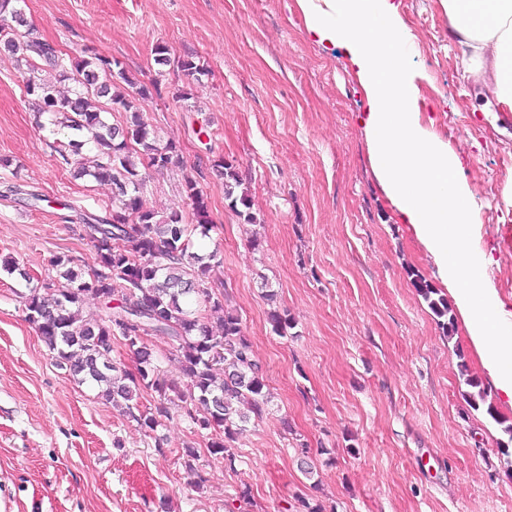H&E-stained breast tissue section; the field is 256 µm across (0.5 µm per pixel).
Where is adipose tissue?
<instances>
[{"label":"adipose tissue","instance_id":"adipose-tissue-1","mask_svg":"<svg viewBox=\"0 0 512 512\" xmlns=\"http://www.w3.org/2000/svg\"><path fill=\"white\" fill-rule=\"evenodd\" d=\"M305 36L323 50L342 49L369 102L362 125L378 185L397 223L434 257L481 368L502 404L512 407V306L488 271L492 253L476 248V208L458 177V156L424 129L418 88L403 50L401 0H296ZM463 46L466 73L485 76L512 112V0H440Z\"/></svg>","mask_w":512,"mask_h":512}]
</instances>
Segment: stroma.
Listing matches in <instances>:
<instances>
[{
  "label": "stroma",
  "instance_id": "obj_1",
  "mask_svg": "<svg viewBox=\"0 0 512 512\" xmlns=\"http://www.w3.org/2000/svg\"><path fill=\"white\" fill-rule=\"evenodd\" d=\"M35 34L76 58L120 59L161 92L143 105L179 161L154 174L148 208L191 219L184 168L202 171L211 230L198 252L262 365L269 411L240 431L237 460L210 453L182 411L153 432L61 368L26 319L28 280L57 275L52 258L89 268L87 218L112 208V186L61 164L34 122L27 68L0 53V512H512V464L500 420L473 409L461 368L480 375L463 325L443 332L413 286L439 285L430 254L395 220L360 124L369 103L342 50L304 36L296 0H25ZM419 121L460 157L477 210L473 243L495 253L489 277L512 304V112L464 74L439 0H402ZM194 57L195 80L157 67V45ZM187 99H176L177 90ZM232 163L255 223L229 209L215 160ZM274 291L268 302L266 291ZM293 327L276 334L271 309ZM206 481L195 485L184 450ZM309 454L317 472L299 469ZM248 500H241V490Z\"/></svg>",
  "mask_w": 512,
  "mask_h": 512
}]
</instances>
